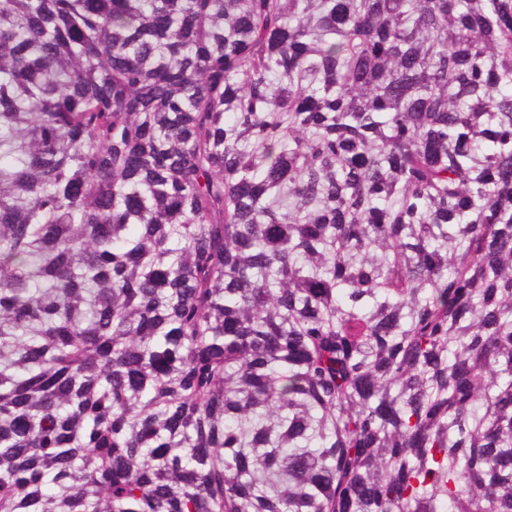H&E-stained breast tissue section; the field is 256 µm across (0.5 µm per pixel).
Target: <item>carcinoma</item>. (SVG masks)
Here are the masks:
<instances>
[{
  "label": "carcinoma",
  "instance_id": "cac0c4a2",
  "mask_svg": "<svg viewBox=\"0 0 512 512\" xmlns=\"http://www.w3.org/2000/svg\"><path fill=\"white\" fill-rule=\"evenodd\" d=\"M0 156V512H512V0H0Z\"/></svg>",
  "mask_w": 512,
  "mask_h": 512
}]
</instances>
